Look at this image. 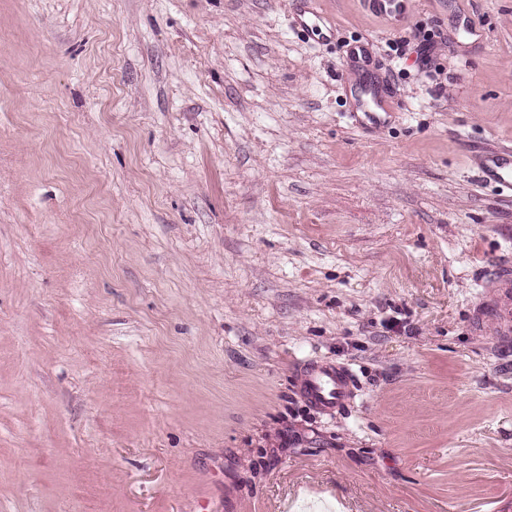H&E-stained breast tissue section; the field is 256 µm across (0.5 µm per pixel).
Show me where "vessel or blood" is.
Listing matches in <instances>:
<instances>
[{
    "mask_svg": "<svg viewBox=\"0 0 512 512\" xmlns=\"http://www.w3.org/2000/svg\"><path fill=\"white\" fill-rule=\"evenodd\" d=\"M374 13L384 17H404L411 0H364ZM394 97L386 95L378 83L363 85L356 110L374 126H382L389 112L395 111ZM480 179L512 193V145L487 146L477 154ZM479 307L473 327H492L501 344L512 343V260L500 259L482 282ZM350 372L328 364L309 363L299 369L297 389L313 406L333 412L347 405L353 396Z\"/></svg>",
    "mask_w": 512,
    "mask_h": 512,
    "instance_id": "obj_1",
    "label": "vessel or blood"
}]
</instances>
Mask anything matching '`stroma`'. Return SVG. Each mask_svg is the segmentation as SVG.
I'll return each instance as SVG.
<instances>
[{"label": "stroma", "instance_id": "1", "mask_svg": "<svg viewBox=\"0 0 512 512\" xmlns=\"http://www.w3.org/2000/svg\"><path fill=\"white\" fill-rule=\"evenodd\" d=\"M302 2L0 0V512H512V0ZM374 13L384 17L404 18L411 0H362ZM389 112H396L395 98L386 95L377 82L363 85L357 97L354 117L359 113L366 116L376 127H381L384 116ZM476 156L479 178L512 194V145L487 146ZM479 308L474 311L473 328L482 331L492 326L498 341L512 343V261L496 262L482 281ZM353 388L350 372L328 364H305L297 375V389L301 395L311 405L326 412L347 405L352 399Z\"/></svg>", "mask_w": 512, "mask_h": 512}]
</instances>
